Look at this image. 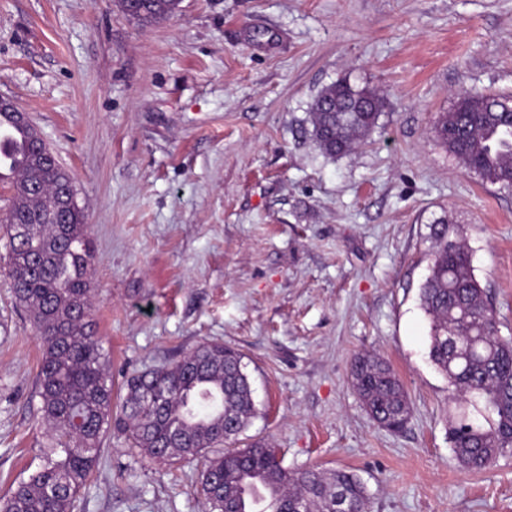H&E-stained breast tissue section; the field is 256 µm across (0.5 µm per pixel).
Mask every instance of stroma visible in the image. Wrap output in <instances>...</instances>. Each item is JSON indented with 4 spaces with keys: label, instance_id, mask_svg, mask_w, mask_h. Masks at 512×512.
I'll list each match as a JSON object with an SVG mask.
<instances>
[{
    "label": "stroma",
    "instance_id": "obj_1",
    "mask_svg": "<svg viewBox=\"0 0 512 512\" xmlns=\"http://www.w3.org/2000/svg\"><path fill=\"white\" fill-rule=\"evenodd\" d=\"M345 77L384 108L365 144L331 157L310 114ZM465 90L512 94V0H182L149 24L118 0H0V96L73 179L114 384L204 342L233 347L256 408L238 447L353 471L370 512H512V454L485 473L454 458L448 419L466 404L429 358L420 306L444 219L512 337V189L434 132ZM364 351L404 385L401 430L352 386ZM40 353L0 247V497L48 442ZM199 471L108 429L77 512H204Z\"/></svg>",
    "mask_w": 512,
    "mask_h": 512
}]
</instances>
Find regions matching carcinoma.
<instances>
[{
  "mask_svg": "<svg viewBox=\"0 0 512 512\" xmlns=\"http://www.w3.org/2000/svg\"><path fill=\"white\" fill-rule=\"evenodd\" d=\"M119 5L131 18L152 23L175 16L180 0ZM383 107L376 90L341 79L315 100L312 136L323 153L346 154L366 143ZM2 117L31 142L12 179L3 239L15 300L29 313L41 344L38 411L49 440L43 463L0 498V512H74L103 452V432L113 422L151 460L200 462L199 492L208 512H254L245 506L248 477L264 478L275 489L274 502L260 512H281L288 500L305 504L307 512H331L338 490L356 512H369L366 486L351 471H291L262 443L222 449L255 410L251 387L238 371L242 355L222 343H202L178 361L128 375L119 414L112 416L110 354L90 330L95 256L88 225L79 207L56 213L57 197L73 186L72 178L60 164L37 157L42 137L19 113L0 111ZM435 133L465 169L492 185L512 187L511 98L466 91L452 111L439 116ZM34 216L42 222L29 223ZM16 228L25 233L13 235ZM430 238L433 263L420 293L431 320L429 356L454 395L483 402L478 413L485 424L463 412L449 427L458 463L481 472L512 452V340L498 336L464 241L449 239L442 222L431 225ZM352 381L381 425L390 429L408 419L404 386L384 359L357 356Z\"/></svg>",
  "mask_w": 512,
  "mask_h": 512,
  "instance_id": "cac0c4a2",
  "label": "carcinoma"
}]
</instances>
